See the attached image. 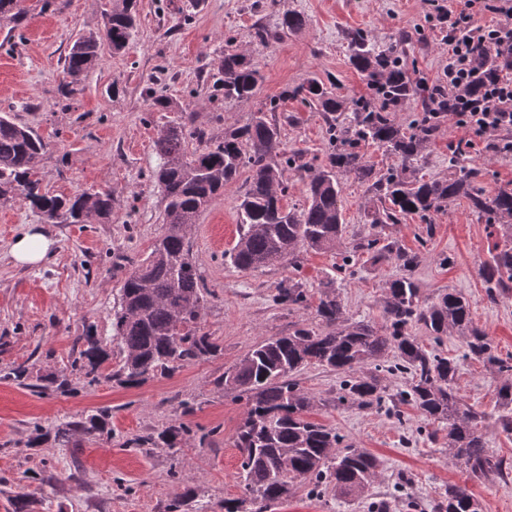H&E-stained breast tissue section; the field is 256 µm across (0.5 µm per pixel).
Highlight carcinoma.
I'll return each mask as SVG.
<instances>
[{
  "label": "carcinoma",
  "mask_w": 512,
  "mask_h": 512,
  "mask_svg": "<svg viewBox=\"0 0 512 512\" xmlns=\"http://www.w3.org/2000/svg\"><path fill=\"white\" fill-rule=\"evenodd\" d=\"M26 0H0V19L20 23L29 12ZM136 27V0H118L98 32L79 35L65 56L67 81L61 94L73 92L98 65L103 47L123 52ZM351 65L366 76L373 94L365 99H341L324 83L313 79L283 91L317 109L336 116L329 127L332 151L327 161L311 167L284 156L280 130L268 118L278 109L271 100L250 113L245 124L224 129L222 138H205L191 130L192 115L167 121L154 141L160 164L153 170L162 210V230L149 254L131 261L132 269L120 288L119 305L112 310V343L121 359L108 377L130 386L151 378L169 377L203 358L215 356L220 344L202 327L207 288L190 255L188 233L211 199L248 172L238 206L240 235L229 252L241 270L288 263L299 268L301 250L328 252L344 238L341 179L352 177L367 185L373 207L368 211L374 233L360 239L352 252L364 250L379 261H393L405 274L391 280L384 297V323L343 319L344 306L336 292L337 279L321 282L316 314L323 326L299 325L286 336L268 338L252 348L238 363L226 369L216 384L246 398V416L234 436L241 455L243 489L266 512L274 502L288 498L299 482L320 495L328 490L338 496L367 491L381 466L379 458L362 448L344 443L336 430L307 419L313 397L299 386L297 374L319 366L342 376L336 402L359 407H380L385 390L377 376L364 372L390 353L398 357L393 370L408 373L411 381L398 398L411 402L428 421L446 425L445 450L449 461L471 478L502 477L506 463L489 455L484 413L461 402L454 382L457 363L428 349L413 327L439 343L456 333L463 339L464 358L484 362L497 375V423L512 433V357L496 353L492 339L474 325L470 302L453 291L426 301L413 277L419 256L389 239L382 229L412 214L426 217L444 204L467 196L498 235L490 259L479 267V276L492 303L512 294V188L486 196L477 189L482 171L454 153L448 160V178L427 179L419 161L425 145L437 130V118L422 112L406 131L395 123L394 104L415 92L410 73L401 64L398 45L377 50L356 34L350 40ZM213 88L226 101L255 97L262 79L254 56L226 50L213 67ZM150 109L170 112L173 102L152 91ZM205 140L189 148L192 137ZM374 143L397 159V165L379 174L361 152ZM47 144L31 127L0 113V206L21 202L51 224H83L89 217L112 213V194L83 190L72 195L54 194L44 185L40 162ZM307 173L306 200L297 209L286 207L284 166ZM274 300L305 307L309 295L294 278L281 284ZM110 358L107 346L91 334L82 337L74 366L94 382ZM108 412L100 410L69 421L45 434L67 448H78L85 439L109 433ZM190 432L181 422L157 433L152 444L174 448ZM434 512H481L473 494L460 485L448 486Z\"/></svg>",
  "instance_id": "1"
}]
</instances>
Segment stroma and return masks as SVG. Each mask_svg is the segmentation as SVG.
Here are the masks:
<instances>
[{"instance_id": "stroma-1", "label": "stroma", "mask_w": 512, "mask_h": 512, "mask_svg": "<svg viewBox=\"0 0 512 512\" xmlns=\"http://www.w3.org/2000/svg\"><path fill=\"white\" fill-rule=\"evenodd\" d=\"M28 3L21 25L0 24V110L46 141L41 166L51 191L109 190L112 214L85 224H48L21 203L0 206V512H14L18 494L27 495L30 512H167L183 498L189 512H224L229 500L242 501V512H251L242 500L234 446L247 407L236 392L217 386V378L265 338L287 335L301 324L319 326L313 303L345 254H352L353 268L340 296L352 321L382 325L384 288L401 269L352 252L370 226L367 187L351 178L342 181L346 234L335 252H301L296 270L285 264L236 269L225 255L239 238L241 184L229 183L189 234L208 291L202 325L218 338L221 353L138 387L105 377L89 381L72 366L78 339L90 332L111 341L124 260L145 257L161 230L163 206L152 181L160 163L154 140L172 114L151 112L145 91L163 89L178 111L194 113L197 129L219 137L226 126L244 124L250 113L278 100L274 118L284 151L317 166L330 151L328 123L301 99H282V91L317 78L343 98L367 94L366 79L349 61L348 37L355 32L376 46L402 38L400 57L413 78L434 81L448 61V48L434 26L431 0H137L138 25L126 50H104L98 66L66 98L59 92L63 59L77 35L102 29L115 0ZM290 11L305 16L304 29L282 32L266 46L255 42L256 26L276 28ZM228 46L252 52L260 64L263 81L252 100L227 103L212 95V68ZM463 135L440 125L424 152L425 178L448 176V148ZM469 157L484 172L485 194L512 186V158L483 142ZM432 222L434 235L424 244L416 216L389 225L386 233L420 254L414 276L424 299L444 289L463 294L472 303L474 324L494 340L499 354L512 355V297L489 302L478 275L493 243L484 217L462 197L434 213ZM33 226L52 240L51 251L39 264H15L11 247ZM446 256L450 265H441ZM291 275L307 289L311 306L273 303L278 285ZM19 365L28 369L24 382L4 379V371ZM51 373L67 378V390L39 394L37 384ZM298 380L315 399L310 420L334 428L383 465L364 495L312 498L299 487L268 512H375L379 505L386 512H429L451 484L467 487L482 512H512V479H469L432 442L435 424L412 405L338 407L336 374L308 367ZM497 385L482 362L461 360L454 387L465 404L486 412L488 452L509 463L512 435L501 432L494 415ZM185 401L192 415H183ZM97 409L108 410L111 437L78 448L51 439L29 447L36 428L48 430ZM182 420L191 431L177 447L128 445Z\"/></svg>"}]
</instances>
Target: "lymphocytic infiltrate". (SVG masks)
Segmentation results:
<instances>
[{
	"mask_svg": "<svg viewBox=\"0 0 512 512\" xmlns=\"http://www.w3.org/2000/svg\"><path fill=\"white\" fill-rule=\"evenodd\" d=\"M486 10L496 15L495 23H480L476 0L439 6L448 63L433 83L418 85L424 111L447 117L472 139L512 130V0H493ZM477 45L495 60L494 69L476 67L472 50Z\"/></svg>",
	"mask_w": 512,
	"mask_h": 512,
	"instance_id": "lymphocytic-infiltrate-1",
	"label": "lymphocytic infiltrate"
}]
</instances>
